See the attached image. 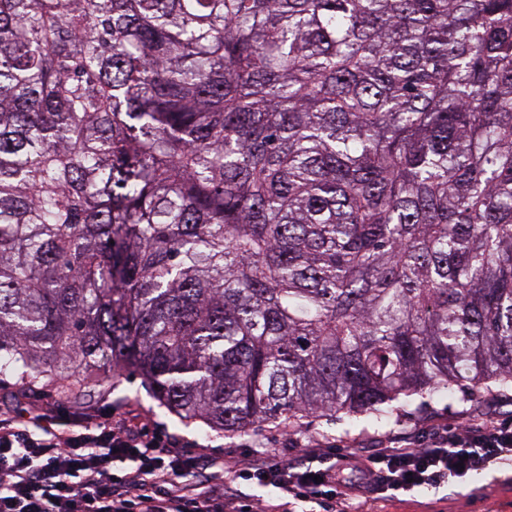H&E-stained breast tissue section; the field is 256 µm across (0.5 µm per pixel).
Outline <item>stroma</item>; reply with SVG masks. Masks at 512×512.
Instances as JSON below:
<instances>
[{
    "label": "stroma",
    "mask_w": 512,
    "mask_h": 512,
    "mask_svg": "<svg viewBox=\"0 0 512 512\" xmlns=\"http://www.w3.org/2000/svg\"><path fill=\"white\" fill-rule=\"evenodd\" d=\"M0 405L19 412L38 413L49 409L73 414L89 411L104 417L115 411L134 427L147 426L181 435L185 442L205 445L207 453L241 465L260 452L275 453L300 463L305 459L306 448L316 443L371 454L392 441L403 445L426 440L437 432H455L470 420L512 421L511 391L504 396L492 392L460 396L453 401L435 399L415 403L402 407L383 426L364 417L353 430L348 417L339 414L307 418L300 427L290 431L268 423L244 433L227 435L200 422L182 423L177 416L160 408L138 373L128 371L115 378L103 369L74 400L59 397L52 384L41 383L22 389L14 375L1 374ZM363 512H512V468L492 466L462 479H449L436 489L368 503Z\"/></svg>",
    "instance_id": "1"
}]
</instances>
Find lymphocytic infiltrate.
<instances>
[{"mask_svg": "<svg viewBox=\"0 0 512 512\" xmlns=\"http://www.w3.org/2000/svg\"><path fill=\"white\" fill-rule=\"evenodd\" d=\"M174 434L134 429L91 414L0 410V512H350L352 501L436 488L490 463L512 464V424L490 419L425 445L311 454L302 465L261 454L224 491L223 458L186 453ZM124 467H117V460ZM273 486L263 500L253 486Z\"/></svg>", "mask_w": 512, "mask_h": 512, "instance_id": "1", "label": "lymphocytic infiltrate"}]
</instances>
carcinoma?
<instances>
[{"mask_svg":"<svg viewBox=\"0 0 512 512\" xmlns=\"http://www.w3.org/2000/svg\"><path fill=\"white\" fill-rule=\"evenodd\" d=\"M0 363L228 435L512 389V0H0Z\"/></svg>","mask_w":512,"mask_h":512,"instance_id":"obj_1","label":"carcinoma"}]
</instances>
